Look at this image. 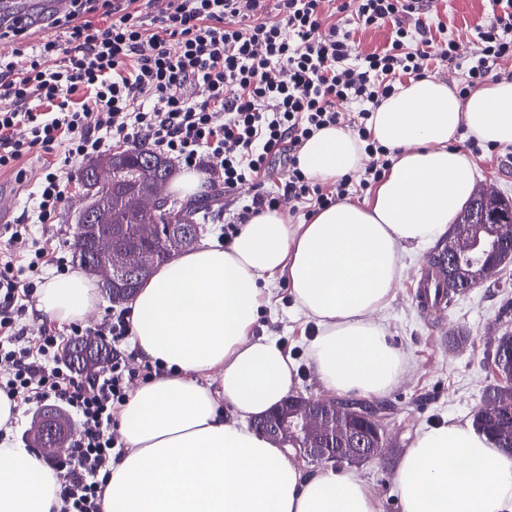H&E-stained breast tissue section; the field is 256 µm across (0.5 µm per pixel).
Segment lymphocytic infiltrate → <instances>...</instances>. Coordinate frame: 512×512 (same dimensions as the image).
Returning a JSON list of instances; mask_svg holds the SVG:
<instances>
[{
    "mask_svg": "<svg viewBox=\"0 0 512 512\" xmlns=\"http://www.w3.org/2000/svg\"><path fill=\"white\" fill-rule=\"evenodd\" d=\"M135 2L71 0L68 46L44 40L20 73L0 60V171L15 169L33 148L62 147L68 163L97 157L109 132L145 140L189 169L216 160L228 197L272 175L273 159L282 158L288 196L322 209L353 183L345 177L329 191L310 185L298 167L305 142L347 123L366 143L364 184L380 180L391 151L371 139L370 106L394 93L400 77H424L432 61L457 60L444 24H399L424 0H277L276 21L264 18V0H169L149 35L134 19ZM496 4L500 13L477 32L479 58L468 70L475 84L488 79L492 63L512 60V0ZM345 13L363 28L395 22L390 43L351 64L352 33L338 20ZM237 16L242 24H234ZM190 84L202 88L201 101L185 96ZM36 100L50 111H34ZM348 100L363 108L346 122L336 105ZM20 127L27 132L21 140L14 136ZM44 256L40 248L19 264L0 251V391L20 404L51 400L70 413L77 432L68 453L45 463L60 479L63 512H101L99 476L118 457L115 415L131 382L149 379L152 368H128L119 349L131 330L126 310L104 325L112 363L92 376L63 360L56 332L28 338L22 299L36 291Z\"/></svg>",
    "mask_w": 512,
    "mask_h": 512,
    "instance_id": "1",
    "label": "lymphocytic infiltrate"
}]
</instances>
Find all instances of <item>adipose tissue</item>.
Returning a JSON list of instances; mask_svg holds the SVG:
<instances>
[{"mask_svg": "<svg viewBox=\"0 0 512 512\" xmlns=\"http://www.w3.org/2000/svg\"><path fill=\"white\" fill-rule=\"evenodd\" d=\"M368 128L396 159L364 203L338 201L296 226L263 211L227 248L175 255L139 288L132 346L161 372L119 415L124 453L104 478L102 512H381L364 480L307 471L249 428L299 382L277 341L252 331L267 283L284 279L316 323L308 363L324 390L389 391L404 358L372 315L393 296L402 249L445 235L473 195L476 162L454 148L458 133L512 145V81L461 96L437 78L412 79L373 109ZM363 155V141L337 125L317 131L298 159L309 180L329 184L359 170ZM97 300L75 270L47 279L35 310L74 323ZM394 482L403 512H512V464L466 420L422 431ZM61 509L60 481L38 453L0 439V512Z\"/></svg>", "mask_w": 512, "mask_h": 512, "instance_id": "1", "label": "adipose tissue"}]
</instances>
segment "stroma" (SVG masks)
Listing matches in <instances>:
<instances>
[{"instance_id": "1", "label": "stroma", "mask_w": 512, "mask_h": 512, "mask_svg": "<svg viewBox=\"0 0 512 512\" xmlns=\"http://www.w3.org/2000/svg\"><path fill=\"white\" fill-rule=\"evenodd\" d=\"M436 12L422 14L423 22L441 20L448 35L458 45V63L454 67L435 64L433 75L452 89L466 84V74L477 51V29L492 21L493 0H438ZM475 183L491 186L512 198V145L498 146L476 154ZM20 173L0 174L15 198L13 217L29 224L26 239L11 245L19 261L26 263L31 250L45 248L48 266L44 276L56 273L58 258H71L76 233V213L80 207L78 180L83 162L65 163L63 148L52 153L34 149L20 161ZM53 170L68 181V194L54 223L38 221L36 192L46 170ZM435 250L428 244L401 253L404 277L394 290L390 303L375 315L384 325L389 339L404 356V371L383 399L394 408L385 423L389 450L385 456L351 465L350 470L366 480L378 498L381 512H402L394 489L393 476L404 451L415 436L448 417L471 418L481 405L484 388L499 380L492 349L495 337L512 331V317L501 315L503 305L512 303V263L497 270V287L481 286L456 296L443 311L442 326H432L411 295V279L422 272ZM466 330L469 345L452 351L448 338L457 330ZM255 335L268 336L282 343L299 370L297 391L305 396L322 395L315 372L307 364V348L316 334L315 323L296 307L284 281H276L271 303L263 308L254 328Z\"/></svg>"}]
</instances>
